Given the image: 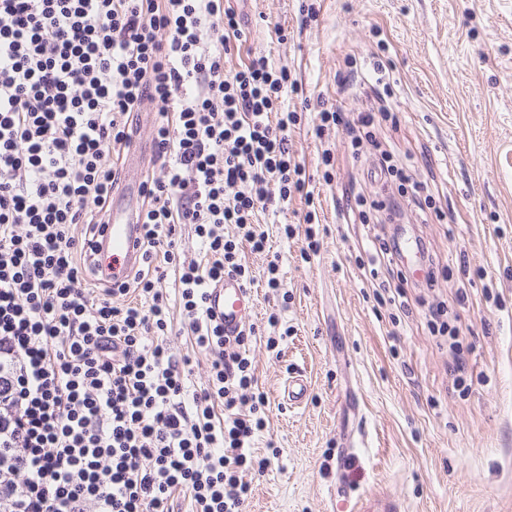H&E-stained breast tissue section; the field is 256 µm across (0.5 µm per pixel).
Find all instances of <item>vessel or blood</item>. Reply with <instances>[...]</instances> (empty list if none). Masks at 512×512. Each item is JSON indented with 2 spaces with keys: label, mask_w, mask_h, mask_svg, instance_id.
Returning a JSON list of instances; mask_svg holds the SVG:
<instances>
[{
  "label": "vessel or blood",
  "mask_w": 512,
  "mask_h": 512,
  "mask_svg": "<svg viewBox=\"0 0 512 512\" xmlns=\"http://www.w3.org/2000/svg\"><path fill=\"white\" fill-rule=\"evenodd\" d=\"M141 186L125 184L112 202L110 221L101 238L102 253L110 254L112 262L103 266L102 274L115 282L122 281L136 270L141 258L142 228L135 224L134 215L141 205ZM208 306L215 320L224 326V334L236 336L254 309L252 291L238 279L225 278L208 290ZM309 395L306 381L299 375L289 376L283 397L290 406L302 405Z\"/></svg>",
  "instance_id": "obj_1"
}]
</instances>
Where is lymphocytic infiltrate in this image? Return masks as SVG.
Instances as JSON below:
<instances>
[{
    "label": "lymphocytic infiltrate",
    "instance_id": "obj_1",
    "mask_svg": "<svg viewBox=\"0 0 512 512\" xmlns=\"http://www.w3.org/2000/svg\"><path fill=\"white\" fill-rule=\"evenodd\" d=\"M244 34L224 0H0V512H241L266 397L249 344L226 339L206 294L253 279L241 253L267 249L256 214L312 201L290 148L298 85L267 56L224 72ZM157 112L154 169L139 213L133 277L86 286L120 181L132 112ZM394 113L321 111L317 134L375 144ZM373 173L397 193L358 191L360 223L427 219L431 195L381 152ZM202 257L184 260L182 225ZM235 225L238 236L224 235ZM208 383L171 347L169 268Z\"/></svg>",
    "mask_w": 512,
    "mask_h": 512
}]
</instances>
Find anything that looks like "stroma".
<instances>
[{
	"mask_svg": "<svg viewBox=\"0 0 512 512\" xmlns=\"http://www.w3.org/2000/svg\"><path fill=\"white\" fill-rule=\"evenodd\" d=\"M246 26L225 73L257 54L289 68L304 101L290 137L311 184L320 252L302 260L303 234L285 238L307 212L293 198L266 225L270 249L246 253L255 275L257 329L250 345L269 405L254 442L270 458L252 476L242 512H356L366 495L387 494L402 512H512V0H231ZM382 62L399 118L380 129L381 149L413 157V176L437 215L400 230L421 236L438 268L434 290L408 288L409 310L375 305L361 260L376 242L338 205L366 183L371 155L353 156L349 137L317 138L320 110L356 113L371 104L360 76L342 82L347 59ZM331 181L319 177L323 144ZM279 256L287 298L262 273ZM448 307L459 354L430 334L432 304ZM292 333L270 349V314ZM171 346L190 357L204 385L210 358L198 351L180 311ZM302 372L307 401H282L289 373Z\"/></svg>",
	"mask_w": 512,
	"mask_h": 512,
	"instance_id": "35a3bbf8",
	"label": "stroma"
}]
</instances>
